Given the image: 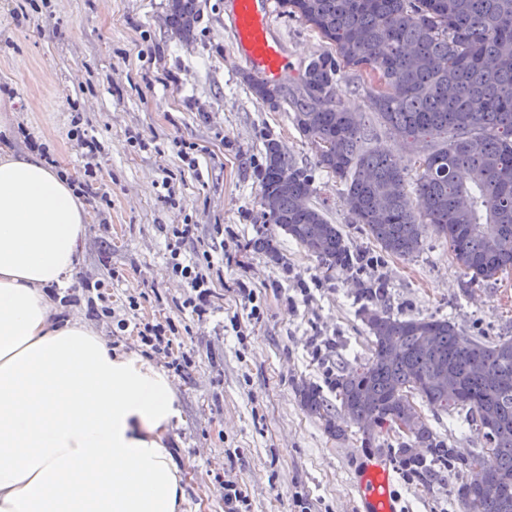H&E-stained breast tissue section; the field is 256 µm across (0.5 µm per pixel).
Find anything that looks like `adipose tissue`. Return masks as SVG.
Returning a JSON list of instances; mask_svg holds the SVG:
<instances>
[{"label":"adipose tissue","instance_id":"obj_1","mask_svg":"<svg viewBox=\"0 0 512 512\" xmlns=\"http://www.w3.org/2000/svg\"><path fill=\"white\" fill-rule=\"evenodd\" d=\"M89 222L65 174L0 148V512H183L168 376L49 295Z\"/></svg>","mask_w":512,"mask_h":512}]
</instances>
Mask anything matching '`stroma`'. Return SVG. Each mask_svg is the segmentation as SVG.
I'll list each match as a JSON object with an SVG mask.
<instances>
[{"mask_svg":"<svg viewBox=\"0 0 512 512\" xmlns=\"http://www.w3.org/2000/svg\"><path fill=\"white\" fill-rule=\"evenodd\" d=\"M168 0H0V146L43 144L57 169L85 186L91 222L63 296L70 315L113 347L141 352L138 325L170 322L171 353L150 360L172 379L181 416L171 433L185 477V512H224V482H237L249 512H358L354 494L367 465L394 464L397 440L381 433L364 445L356 425L337 440L301 408L296 385L331 394L346 366L366 360L362 284H383L400 317H446L474 336L512 337V271L494 284H468L445 239L427 234L415 256L378 253L357 224L335 178L315 172L314 203H326L352 250L368 252L363 273L325 274L316 257L280 236L282 261L252 246L257 236L263 144L273 137L302 165L313 154L291 113L268 109L245 80L230 0H199L190 41L164 25ZM271 36L289 67L281 87L328 48L299 20L274 12ZM97 139L96 178L84 176L76 132ZM190 150L188 168L178 156ZM189 224L183 258L211 255L217 296L197 319L172 273V231ZM254 289L259 319L238 293ZM114 315L96 318L89 298ZM127 329H119V319ZM188 361L177 362V352ZM423 416L461 455L484 442L463 414ZM398 512H463L456 496L468 471L421 481L395 470Z\"/></svg>","mask_w":512,"mask_h":512,"instance_id":"35a3bbf8","label":"stroma"}]
</instances>
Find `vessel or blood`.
<instances>
[{
	"label": "vessel or blood",
	"instance_id": "obj_1",
	"mask_svg": "<svg viewBox=\"0 0 512 512\" xmlns=\"http://www.w3.org/2000/svg\"><path fill=\"white\" fill-rule=\"evenodd\" d=\"M237 43L244 65L269 82L278 81L288 68L280 45L271 37L272 10L268 0H233ZM393 472L387 466L368 468L357 487L362 512H397L390 493Z\"/></svg>",
	"mask_w": 512,
	"mask_h": 512
}]
</instances>
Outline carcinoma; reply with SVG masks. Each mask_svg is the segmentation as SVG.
<instances>
[{
    "instance_id": "obj_1",
    "label": "carcinoma",
    "mask_w": 512,
    "mask_h": 512,
    "mask_svg": "<svg viewBox=\"0 0 512 512\" xmlns=\"http://www.w3.org/2000/svg\"><path fill=\"white\" fill-rule=\"evenodd\" d=\"M283 12L317 33L331 50L312 59L285 91L251 74L258 100L287 107L314 153L299 165L264 142L259 169L261 223L294 239L326 270L362 269L367 259L347 245L325 207L310 202L314 170L336 178L356 223L388 255L409 258L431 230L448 241L471 283H492L512 270V0H279ZM198 0H169L166 26L190 37ZM342 75L357 81L367 112L335 101ZM399 136L413 155L417 178L390 155L369 147L376 128ZM420 198V209L411 195ZM273 232L253 247L279 258ZM362 311L371 356L343 368L332 383L333 404L320 386L299 389L304 411L333 437L345 435L340 414L363 427L371 416L405 422V394L436 413L466 412V421L493 448L488 467L457 490L464 512H512V497L479 496L484 478L512 479V339L471 336L447 318L397 317L385 308V288H363ZM434 337L432 345L424 343ZM405 448H426L431 464ZM395 459L421 479L468 468L421 419L406 422Z\"/></svg>"
}]
</instances>
